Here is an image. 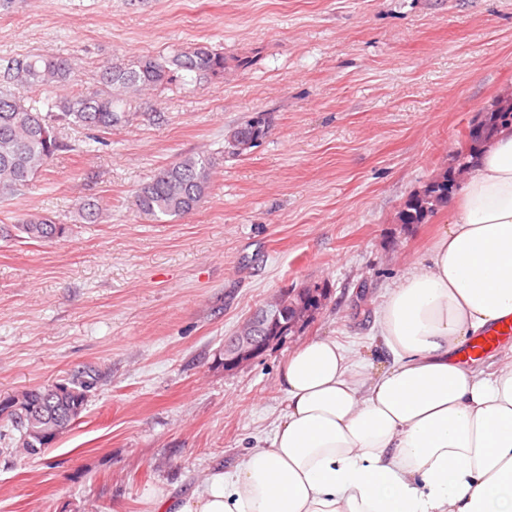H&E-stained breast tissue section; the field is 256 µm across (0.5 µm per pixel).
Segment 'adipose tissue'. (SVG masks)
<instances>
[{
	"label": "adipose tissue",
	"mask_w": 512,
	"mask_h": 512,
	"mask_svg": "<svg viewBox=\"0 0 512 512\" xmlns=\"http://www.w3.org/2000/svg\"><path fill=\"white\" fill-rule=\"evenodd\" d=\"M512 321V125L497 129L425 265L379 307L388 360L355 370L335 340L293 349L269 445L213 475L177 512H512V353L458 360Z\"/></svg>",
	"instance_id": "ef3b65f1"
}]
</instances>
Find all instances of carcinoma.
Returning a JSON list of instances; mask_svg holds the SVG:
<instances>
[{"label": "carcinoma", "instance_id": "obj_1", "mask_svg": "<svg viewBox=\"0 0 512 512\" xmlns=\"http://www.w3.org/2000/svg\"><path fill=\"white\" fill-rule=\"evenodd\" d=\"M226 69L224 52L201 43L170 55H146L132 65L109 63L100 74L105 90L92 95L66 94L46 98L41 110L20 104L13 93L16 86L34 91L61 88L75 73L71 59L55 55L16 54L0 59V196L20 191L44 171L54 157L67 148L59 126L82 127L106 132L128 117L121 108L122 95L153 90L197 77H222ZM512 124V96L498 99L486 111L484 120L471 127L465 147L455 164L425 189L413 195L399 215L402 224H421L437 207L448 203L470 170L471 159L503 124ZM268 130V120L258 115L234 128L227 143L233 154L248 150ZM214 164L205 154L179 158L160 169L135 193V205L157 220L174 221L192 213L212 184ZM13 229L32 241H52L63 237L68 226L39 212L21 215ZM324 292L319 288L285 290L279 294L280 335L286 336L320 305ZM93 382L63 379L28 390L15 398L0 400V420L20 432V450L29 456H43L46 433L59 436L69 430L88 404Z\"/></svg>", "mask_w": 512, "mask_h": 512}]
</instances>
